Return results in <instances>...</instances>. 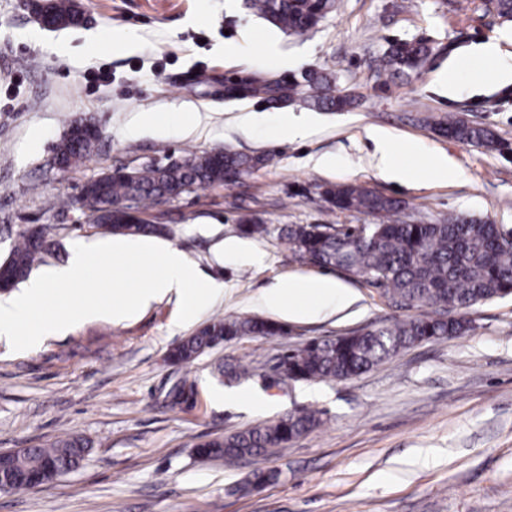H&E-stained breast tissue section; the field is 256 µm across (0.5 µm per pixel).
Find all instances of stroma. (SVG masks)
<instances>
[{
    "mask_svg": "<svg viewBox=\"0 0 512 512\" xmlns=\"http://www.w3.org/2000/svg\"><path fill=\"white\" fill-rule=\"evenodd\" d=\"M78 28L44 29L27 0H0V261L30 224L55 227L58 248L35 274L65 263L75 245L105 232L71 207L89 179L118 166L139 167L187 153L227 148L269 152L267 166L233 185L186 193L146 212L164 225V243L181 250L224 294L192 320L177 321L170 296L134 319L91 320L21 352L0 344V452L44 446L64 435L88 440L80 466L40 488L0 492V512H512V295L462 312L471 330L415 345L349 380L273 381L286 347L429 314L404 307L365 279L294 260L277 232L290 224H375L334 212L322 192L363 185L402 202L399 220L434 224L465 215L512 231V84L463 88L449 96L443 71L480 42L512 31V20L477 11L473 0H336L305 35H288L245 0H77ZM421 42L430 54L412 70L385 66L390 46ZM275 46L264 58L259 45ZM111 78L87 94L88 71ZM325 71L350 110L272 106L259 98L225 101L217 82L231 74ZM307 112V138L277 140L268 128L286 112ZM189 120L153 132L154 120ZM461 117L491 128L488 150L440 134ZM79 118L101 127L94 152L66 170L52 148ZM422 145L421 179L394 185L372 168L369 127ZM448 156L457 175L426 173ZM323 156L333 169L317 168ZM267 225L252 237L261 259L218 252L246 221ZM332 278L356 297L284 336H243L186 365L169 350L201 324L225 316L268 317L261 295L282 280ZM227 361L251 364L247 377L219 382ZM193 403L174 402L181 380ZM266 400L228 406L225 392ZM321 423L260 462L204 460L197 442L275 423L297 409ZM275 477L255 484L256 469Z\"/></svg>",
    "mask_w": 512,
    "mask_h": 512,
    "instance_id": "obj_1",
    "label": "stroma"
}]
</instances>
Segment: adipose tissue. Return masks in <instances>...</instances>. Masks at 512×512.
Masks as SVG:
<instances>
[{"instance_id":"obj_1","label":"adipose tissue","mask_w":512,"mask_h":512,"mask_svg":"<svg viewBox=\"0 0 512 512\" xmlns=\"http://www.w3.org/2000/svg\"><path fill=\"white\" fill-rule=\"evenodd\" d=\"M483 56L497 59L496 69L489 74L469 66L467 56H460L449 64L447 81L449 94H456L465 83L512 84V63L500 61L497 45L488 43L482 48ZM367 137L375 146L371 156L374 169L385 179L399 182L417 180L419 172L413 163L420 153L416 142L402 139L391 131L373 127ZM267 307L291 320H303L316 316L328 305L349 307L353 302L351 293L338 281L321 278L299 282H281L269 288L264 295Z\"/></svg>"}]
</instances>
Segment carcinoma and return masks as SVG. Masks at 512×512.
I'll return each mask as SVG.
<instances>
[{
  "label": "carcinoma",
  "mask_w": 512,
  "mask_h": 512,
  "mask_svg": "<svg viewBox=\"0 0 512 512\" xmlns=\"http://www.w3.org/2000/svg\"><path fill=\"white\" fill-rule=\"evenodd\" d=\"M258 15L291 35L314 29L334 6L335 0H248ZM45 15L53 23L72 27L82 22L74 0H45ZM429 53L417 42L393 47L386 63L414 69ZM335 78L327 72L310 71L301 78L253 75L249 97L286 105L295 100L316 109L341 111L351 106L348 97L334 93ZM440 132L476 147H497L495 133L483 126L450 120ZM96 139H79L71 133L56 143L54 159L66 167L78 165L95 150ZM270 154H242L230 150L190 153L183 162L147 164L140 168L120 167L87 181L81 194L98 205L94 223L110 234L148 236L160 232L154 224H123L116 205L132 201L146 211L191 190L230 185L236 178L266 165ZM331 210L378 215L384 221L359 226L294 224L279 231L287 251L303 263L322 269H345L384 289L391 298L408 304L431 306L443 311H462L495 298L512 294V246L501 242L503 229L472 217L456 216L437 224H407L389 216L400 210L399 200L374 189L340 184L325 189ZM56 246L54 228L38 226V240L26 231L17 241L0 271V289L24 282L36 263ZM472 329L470 322L442 315L417 317L373 329L364 328L334 339L312 340L279 355L281 370L296 381H344L377 366L401 350L430 340L458 336ZM284 326L257 317L215 318L185 337L169 351L175 363H188L205 350L241 336H284ZM320 423L318 413L299 410L277 422L247 429L196 445V452L209 459L264 457L269 448H286ZM88 452V442L66 436L48 447L22 448L0 469V489L16 488L25 475L42 474L52 463L51 475L58 478L79 467Z\"/></svg>",
  "instance_id": "carcinoma-1"
}]
</instances>
